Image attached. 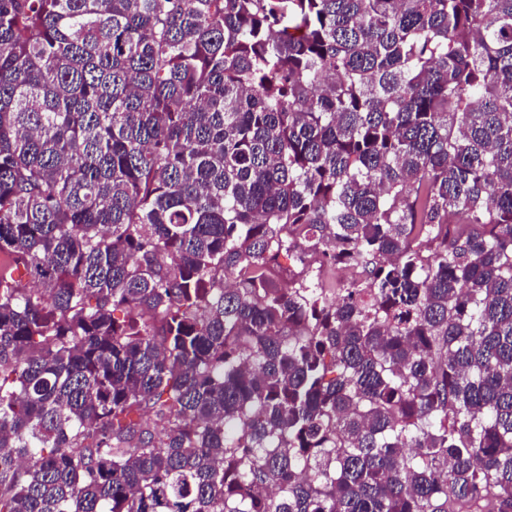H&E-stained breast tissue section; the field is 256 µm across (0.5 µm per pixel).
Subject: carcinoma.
<instances>
[{
	"instance_id": "obj_1",
	"label": "carcinoma",
	"mask_w": 512,
	"mask_h": 512,
	"mask_svg": "<svg viewBox=\"0 0 512 512\" xmlns=\"http://www.w3.org/2000/svg\"><path fill=\"white\" fill-rule=\"evenodd\" d=\"M1 253L0 512H512V0H0Z\"/></svg>"
}]
</instances>
